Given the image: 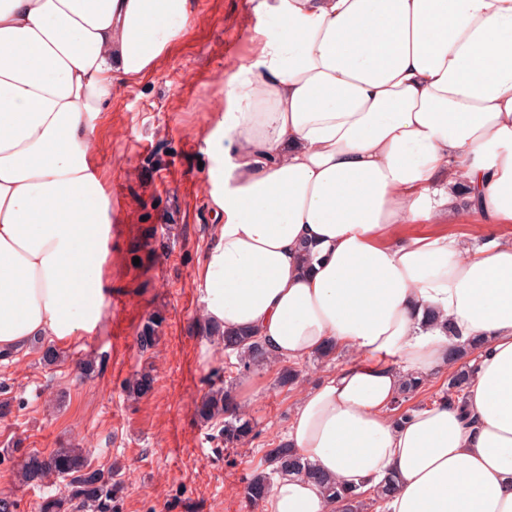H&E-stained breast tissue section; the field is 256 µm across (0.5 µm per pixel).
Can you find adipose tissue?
<instances>
[{
  "mask_svg": "<svg viewBox=\"0 0 512 512\" xmlns=\"http://www.w3.org/2000/svg\"><path fill=\"white\" fill-rule=\"evenodd\" d=\"M192 0H0V351L102 321L111 201L90 165L117 84L152 72ZM210 174L207 324L279 361L352 352L305 390L267 512H339L321 476L395 488L383 512H512V0H272ZM465 220L482 244L390 238ZM464 408L397 419L472 337Z\"/></svg>",
  "mask_w": 512,
  "mask_h": 512,
  "instance_id": "1",
  "label": "adipose tissue"
}]
</instances>
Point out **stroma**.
<instances>
[{
	"mask_svg": "<svg viewBox=\"0 0 512 512\" xmlns=\"http://www.w3.org/2000/svg\"><path fill=\"white\" fill-rule=\"evenodd\" d=\"M261 3L193 0L155 70L119 83L97 120L92 164L121 218L106 307L99 328L59 348L56 362L44 361V339L0 361V498L13 501V512H39L42 497L65 495L63 478L34 486L14 474L17 459L61 448L85 449L90 468L120 469L121 512H266L246 498V485L285 439L302 391L354 359L345 351L309 356L294 362L300 375L283 386V363L241 367L202 316L195 270L221 221L208 183L221 162L208 139L222 128L238 66L276 33ZM152 316L162 320L160 339L144 353L136 336ZM146 366L153 389L130 398L125 382ZM215 371L254 425L246 444L225 447L222 420L197 415Z\"/></svg>",
	"mask_w": 512,
	"mask_h": 512,
	"instance_id": "1",
	"label": "stroma"
}]
</instances>
